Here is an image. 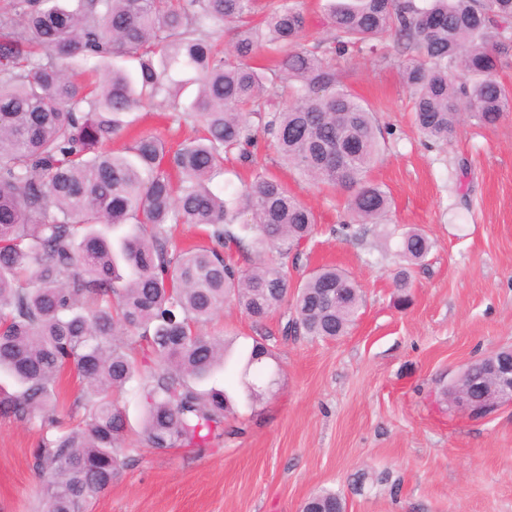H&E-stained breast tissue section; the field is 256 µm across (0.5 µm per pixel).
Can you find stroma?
Instances as JSON below:
<instances>
[{
	"mask_svg": "<svg viewBox=\"0 0 512 512\" xmlns=\"http://www.w3.org/2000/svg\"><path fill=\"white\" fill-rule=\"evenodd\" d=\"M408 59L390 37L384 55L356 50L336 60L384 139L371 177L392 209L364 238L334 233L346 219L341 196L285 167L269 138H259L252 164L229 157L213 183L219 192L263 170L316 213L300 271L334 265L355 280L365 307L351 333L287 340L281 313L257 325L225 302L209 331L232 339L235 358L263 340L277 385L254 406L235 390L224 437L198 454L145 447L140 405L125 395L128 464L85 512H300L324 489L339 493L347 512H512V408L473 417L440 398L467 365L512 346V114L488 128L462 121L448 144L426 140L401 77ZM142 130L172 147L193 134L141 112L115 147ZM397 225L434 243L404 309L394 304L396 242L385 236ZM38 443L36 430L0 416V512H46Z\"/></svg>",
	"mask_w": 512,
	"mask_h": 512,
	"instance_id": "stroma-1",
	"label": "stroma"
}]
</instances>
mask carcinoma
<instances>
[{"mask_svg":"<svg viewBox=\"0 0 512 512\" xmlns=\"http://www.w3.org/2000/svg\"><path fill=\"white\" fill-rule=\"evenodd\" d=\"M0 0V413L40 434L35 460L47 512H81L126 466L127 420L120 395L143 409L142 435L157 450L205 448L224 436L234 410L220 371L246 382L271 357L254 341L242 364L231 340L204 331L234 299L260 323L287 314L284 336L338 340L365 304L342 269L320 267L294 280L288 263L261 259L242 270L221 249L251 241L298 260L317 218L286 185L257 172L220 195L212 181L224 156L246 158L258 133L274 139L304 179L345 197L360 237L391 208L370 178L382 151L372 107L346 89L327 52L299 48L305 18L295 0ZM332 51L378 50L392 32L413 58L403 81L420 132L450 142L461 115L494 125L512 112V91L495 73L512 51V0H326ZM236 24L223 48L224 25ZM279 54L273 67L233 56ZM114 57L133 62L111 64ZM107 69L99 85L74 76L89 63ZM180 73L198 90L177 101ZM293 102L274 104L280 85ZM156 100L168 119L199 135L168 150L142 132L124 151L104 146ZM349 149L333 157L336 138ZM125 224L148 230L114 238ZM195 224L207 245L171 249V225ZM434 248L404 227L394 274L396 304L410 303L411 272ZM77 373L80 394L59 415L61 375ZM310 512H343L323 490Z\"/></svg>","mask_w":512,"mask_h":512,"instance_id":"obj_1","label":"carcinoma"}]
</instances>
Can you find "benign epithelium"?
<instances>
[{
  "mask_svg": "<svg viewBox=\"0 0 512 512\" xmlns=\"http://www.w3.org/2000/svg\"><path fill=\"white\" fill-rule=\"evenodd\" d=\"M482 369L496 377L499 383L495 397L488 398L481 390L471 387L459 394H452L456 407L473 415H486L495 410L512 406V350H498L480 360Z\"/></svg>",
  "mask_w": 512,
  "mask_h": 512,
  "instance_id": "1",
  "label": "benign epithelium"
}]
</instances>
